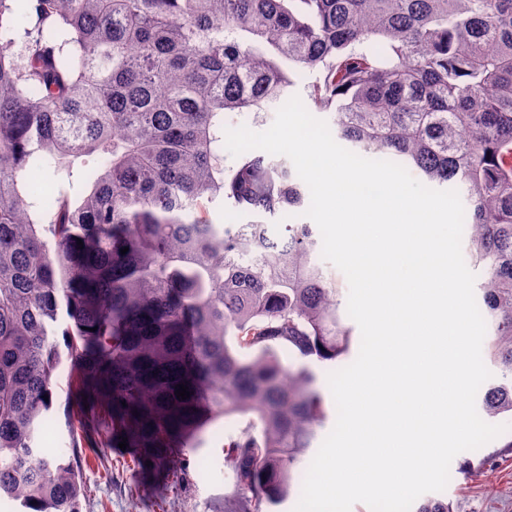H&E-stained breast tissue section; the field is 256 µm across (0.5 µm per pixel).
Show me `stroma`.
Returning a JSON list of instances; mask_svg holds the SVG:
<instances>
[{
	"label": "stroma",
	"mask_w": 512,
	"mask_h": 512,
	"mask_svg": "<svg viewBox=\"0 0 512 512\" xmlns=\"http://www.w3.org/2000/svg\"><path fill=\"white\" fill-rule=\"evenodd\" d=\"M73 373V366L65 361L53 374L54 404L45 424L56 447L73 441L83 450L86 495L80 500L81 512H219L234 491L222 445L228 433L242 427V416L208 426L203 443L187 456L190 481L178 490L163 473H139L134 467L135 449L93 448L87 430L70 431L66 397ZM507 425V431L493 441L452 460L449 483L440 496L452 502L456 512H512V418ZM131 484L138 486V497L129 496Z\"/></svg>",
	"instance_id": "stroma-1"
}]
</instances>
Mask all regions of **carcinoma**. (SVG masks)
<instances>
[{
	"label": "carcinoma",
	"instance_id": "carcinoma-1",
	"mask_svg": "<svg viewBox=\"0 0 512 512\" xmlns=\"http://www.w3.org/2000/svg\"><path fill=\"white\" fill-rule=\"evenodd\" d=\"M283 61L316 74L311 108L337 140L465 187L501 369L482 407L512 417V0H0V498L18 512H79L81 459L44 427L64 358L77 423L106 448L127 438L137 467L185 484L175 449L240 415L227 512L297 488L327 419L309 365L350 346L343 284L315 263L311 225L210 214L218 196L277 219L303 204L284 158L224 166V115L288 100ZM77 163L79 198L46 184L33 210L20 173ZM415 512L453 510L426 497Z\"/></svg>",
	"mask_w": 512,
	"mask_h": 512
}]
</instances>
